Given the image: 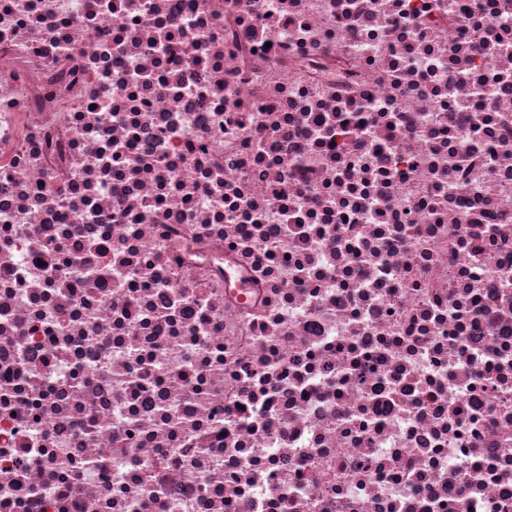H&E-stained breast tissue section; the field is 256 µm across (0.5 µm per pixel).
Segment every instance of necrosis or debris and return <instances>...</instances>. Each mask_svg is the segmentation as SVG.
<instances>
[{
	"label": "necrosis or debris",
	"instance_id": "4bbe7bcc",
	"mask_svg": "<svg viewBox=\"0 0 512 512\" xmlns=\"http://www.w3.org/2000/svg\"><path fill=\"white\" fill-rule=\"evenodd\" d=\"M0 512H512V0H0Z\"/></svg>",
	"mask_w": 512,
	"mask_h": 512
}]
</instances>
